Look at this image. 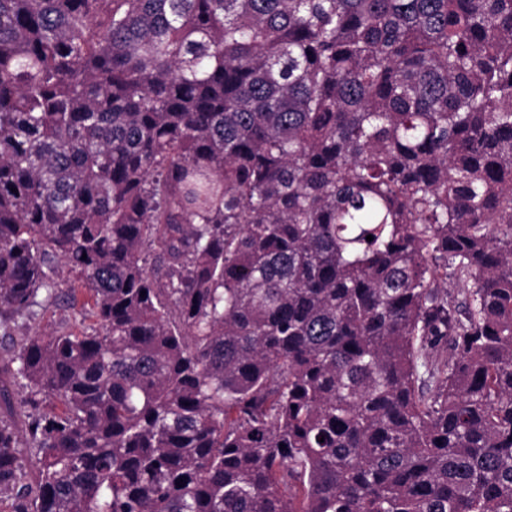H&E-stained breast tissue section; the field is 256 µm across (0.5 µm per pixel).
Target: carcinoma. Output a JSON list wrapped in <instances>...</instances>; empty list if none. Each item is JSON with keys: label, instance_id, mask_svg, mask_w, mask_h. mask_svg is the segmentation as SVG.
<instances>
[{"label": "carcinoma", "instance_id": "1", "mask_svg": "<svg viewBox=\"0 0 512 512\" xmlns=\"http://www.w3.org/2000/svg\"><path fill=\"white\" fill-rule=\"evenodd\" d=\"M0 335L10 512H512V0H0ZM71 309H68L66 299L62 296L56 305H50L44 310H40L39 316L35 321L28 322L18 319L14 328V335L16 338L21 336H28L35 331L50 332L52 329H60L63 327H74V320L71 318Z\"/></svg>", "mask_w": 512, "mask_h": 512}]
</instances>
